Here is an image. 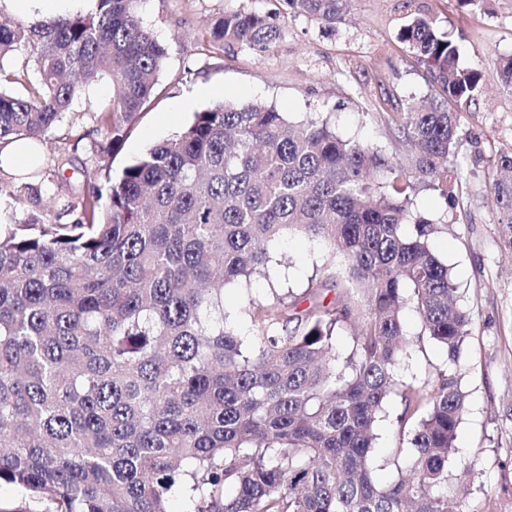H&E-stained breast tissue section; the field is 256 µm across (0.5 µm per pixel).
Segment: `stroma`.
Listing matches in <instances>:
<instances>
[{"label": "stroma", "instance_id": "obj_1", "mask_svg": "<svg viewBox=\"0 0 512 512\" xmlns=\"http://www.w3.org/2000/svg\"><path fill=\"white\" fill-rule=\"evenodd\" d=\"M272 14L280 28L268 51L208 47L207 25L226 12ZM430 16L463 48L462 61L481 72V91L464 116L459 161L465 195L450 207L439 193L414 199V214L447 219L431 247L451 269L456 301L472 318V333L457 361L424 339L397 370L399 380L436 384L458 373L468 409L458 429L452 466L474 462L467 479L466 512H512V247L506 243L491 193L499 150L512 148V93L501 86L497 61L512 57V0H483L476 10L459 0H350L335 25L290 13L284 0H140L144 26L167 49L160 86L150 107L133 123L121 147L107 152L93 106L112 95V84H90L43 147L40 172L30 180L47 221L71 222L54 198L55 171L64 167L75 196L87 187L82 170L117 175L152 145L183 129L195 112L220 103L260 101L293 121L329 120L339 135L374 144L391 158L405 152L396 123L407 104H425L437 87L396 34L407 15ZM267 275L224 290V310L245 327L249 300L272 291L302 292L323 255L302 234H286L272 249ZM401 399L391 395L378 415L373 471L393 481L407 439L397 418Z\"/></svg>", "mask_w": 512, "mask_h": 512}]
</instances>
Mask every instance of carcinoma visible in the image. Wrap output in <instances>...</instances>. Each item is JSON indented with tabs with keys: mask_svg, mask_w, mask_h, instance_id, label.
I'll use <instances>...</instances> for the list:
<instances>
[{
	"mask_svg": "<svg viewBox=\"0 0 512 512\" xmlns=\"http://www.w3.org/2000/svg\"><path fill=\"white\" fill-rule=\"evenodd\" d=\"M94 2L0 23V151L44 141L103 77L112 97L97 122L110 147L150 101L167 50L139 0ZM285 3L327 24L347 9ZM279 35L271 16L245 11L209 29L221 48L265 50ZM398 39L440 88L401 112L412 147L402 160L326 120L221 103L84 194L72 222L46 224L35 209L0 225V485L28 498L0 512H169L174 492L191 512H466L440 492L466 412L459 378L400 384L395 370L413 347L409 303L419 335L450 359L470 335L430 245L445 223L410 205L459 175L460 123L481 75L428 16L410 17ZM17 51L36 80L1 64ZM491 190L512 245V150L498 154ZM287 230L319 241L323 265L301 293L250 302L248 329L228 324L225 287L264 271ZM396 390L410 466L382 485L375 427Z\"/></svg>",
	"mask_w": 512,
	"mask_h": 512,
	"instance_id": "cac0c4a2",
	"label": "carcinoma"
}]
</instances>
